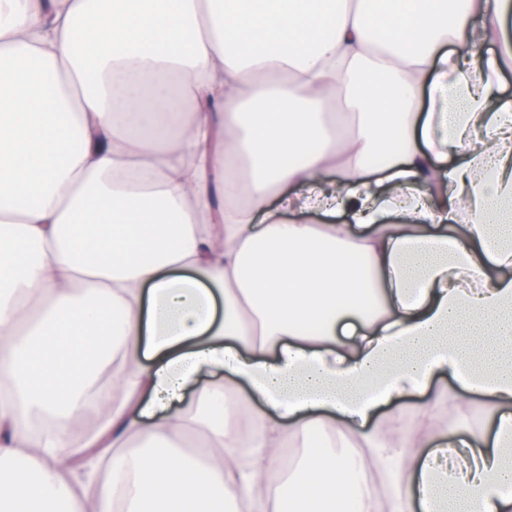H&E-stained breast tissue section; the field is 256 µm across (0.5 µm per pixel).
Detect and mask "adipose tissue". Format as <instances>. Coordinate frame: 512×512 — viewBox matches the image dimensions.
Listing matches in <instances>:
<instances>
[{"label": "adipose tissue", "instance_id": "obj_1", "mask_svg": "<svg viewBox=\"0 0 512 512\" xmlns=\"http://www.w3.org/2000/svg\"><path fill=\"white\" fill-rule=\"evenodd\" d=\"M507 70L512 0H0V512H512ZM443 374L491 440L377 427ZM209 382L211 384L223 385L224 390L226 389L224 391V405L233 409L238 415L242 426L246 427L250 417L249 410L245 405L238 403L237 398L232 392L227 391L231 390L234 392L233 385L229 381L225 380L222 376L210 378Z\"/></svg>", "mask_w": 512, "mask_h": 512}]
</instances>
